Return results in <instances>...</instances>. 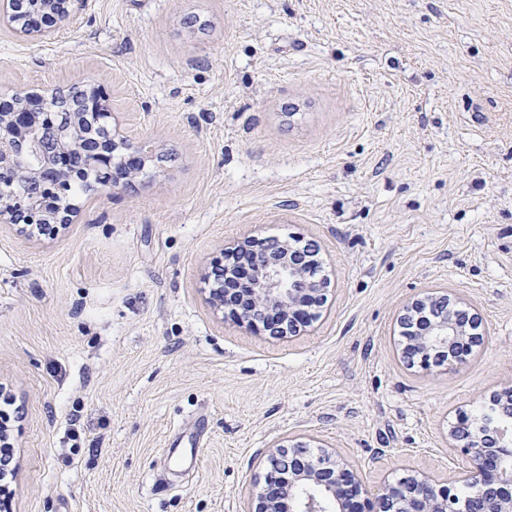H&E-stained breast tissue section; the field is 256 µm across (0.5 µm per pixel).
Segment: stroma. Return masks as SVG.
Returning <instances> with one entry per match:
<instances>
[{
	"instance_id": "obj_1",
	"label": "stroma",
	"mask_w": 512,
	"mask_h": 512,
	"mask_svg": "<svg viewBox=\"0 0 512 512\" xmlns=\"http://www.w3.org/2000/svg\"><path fill=\"white\" fill-rule=\"evenodd\" d=\"M74 83L158 157L54 235L0 224L11 512H246L295 440L368 496L443 492L450 425L512 389V0H77L52 40L0 28V98ZM271 237L330 278L290 338L202 291ZM431 291L483 338L411 369L396 319Z\"/></svg>"
}]
</instances>
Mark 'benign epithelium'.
I'll return each mask as SVG.
<instances>
[{"label":"benign epithelium","mask_w":512,"mask_h":512,"mask_svg":"<svg viewBox=\"0 0 512 512\" xmlns=\"http://www.w3.org/2000/svg\"><path fill=\"white\" fill-rule=\"evenodd\" d=\"M73 2L38 0L40 7L26 10L25 0H0V27L17 24L27 36L48 39L54 30L33 28L32 19L38 17L54 26L69 17ZM96 101L98 98L75 84L35 104L26 99L6 106L0 102V171L29 180L22 198L12 204L0 201V224H22L39 234L67 224L73 208L50 213L43 194L58 182L61 168L72 161L99 173L103 190H113L134 178L129 163L114 161L112 131H107L105 138L89 135L98 115L112 117L104 105L96 112ZM274 251L281 257L257 259V279L249 288L251 306L235 317L249 325L255 313L273 307L286 319L273 326L270 334L294 336L318 316L324 304L322 289L313 287L301 264L288 259L287 243H277ZM424 306L438 307L440 313L423 332L414 333V339L405 340L402 357L413 368L429 370L438 365L433 354L478 335L480 323L475 314L455 308L448 298L426 297L406 308L400 326L407 325ZM488 426L464 414L451 430L455 447L468 459L456 482L478 483L481 493L474 512H512V470L502 466L503 458L512 457V444L490 437ZM264 482L251 512H283L284 496L294 500L296 512H325L327 505L330 512H467L457 505L453 493H436L427 476L391 481L379 496L370 499L356 472L336 451L311 453L301 443L271 451Z\"/></svg>","instance_id":"benign-epithelium-1"}]
</instances>
